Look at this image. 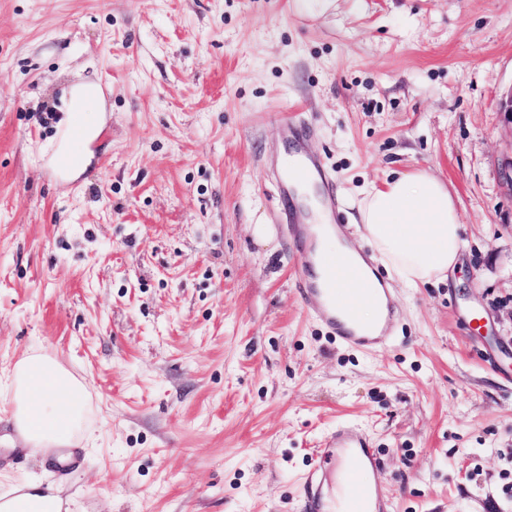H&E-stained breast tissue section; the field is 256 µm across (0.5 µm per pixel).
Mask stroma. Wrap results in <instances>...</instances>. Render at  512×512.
Listing matches in <instances>:
<instances>
[{
  "mask_svg": "<svg viewBox=\"0 0 512 512\" xmlns=\"http://www.w3.org/2000/svg\"><path fill=\"white\" fill-rule=\"evenodd\" d=\"M85 77L106 110L65 179ZM511 91L512 0H0V369L36 351L89 395L71 472L0 396V475L69 512H302L352 424L393 512H512ZM283 108L358 250L366 186L424 170L456 204L462 260L394 283L385 347L334 339L295 289ZM65 98L66 103L63 105L62 112H67V129L59 148L60 154L70 149L68 132L77 113H83L87 125L82 143L90 142L96 136L98 112H104L105 108L101 85L93 80H84L70 86L65 92Z\"/></svg>",
  "mask_w": 512,
  "mask_h": 512,
  "instance_id": "stroma-1",
  "label": "stroma"
}]
</instances>
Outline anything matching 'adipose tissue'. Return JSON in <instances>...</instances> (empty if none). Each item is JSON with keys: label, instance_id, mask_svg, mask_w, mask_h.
Segmentation results:
<instances>
[{"label": "adipose tissue", "instance_id": "obj_1", "mask_svg": "<svg viewBox=\"0 0 512 512\" xmlns=\"http://www.w3.org/2000/svg\"><path fill=\"white\" fill-rule=\"evenodd\" d=\"M63 110L83 115L85 141L96 136L97 116L105 108L100 84L84 80L70 86ZM360 221L378 253L408 287L445 277L463 250L462 225L445 184L417 170L372 188L359 207ZM87 390L57 360L26 354L0 371V396L6 397L26 444L47 450L68 444L80 426ZM8 512H61L60 491L34 481L25 489L0 488Z\"/></svg>", "mask_w": 512, "mask_h": 512}]
</instances>
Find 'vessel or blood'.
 <instances>
[{"mask_svg": "<svg viewBox=\"0 0 512 512\" xmlns=\"http://www.w3.org/2000/svg\"><path fill=\"white\" fill-rule=\"evenodd\" d=\"M277 121L288 143L282 160L271 170L280 198H287L295 186L306 185L315 189L320 202L318 213L301 211L295 217L294 243L301 253L306 254L311 250L310 229L315 216L334 213L338 186L306 151L305 144L310 135L308 125L284 114L278 116ZM315 266L319 268L318 273H311L305 266L295 280L300 298L305 303L317 305L321 321L345 344L360 348L385 346L387 327L366 328L358 316L359 308L373 298L361 265L325 250L317 255ZM330 444L349 462L345 512H391L390 499L378 486L365 481L369 472L378 467L377 455L367 435L358 427L342 425L332 435ZM332 485L322 464H315L302 485L304 512H326L325 500Z\"/></svg>", "mask_w": 512, "mask_h": 512, "instance_id": "obj_1", "label": "vessel or blood"}]
</instances>
